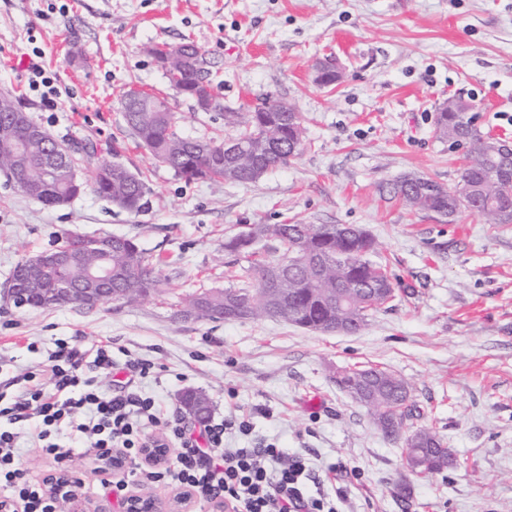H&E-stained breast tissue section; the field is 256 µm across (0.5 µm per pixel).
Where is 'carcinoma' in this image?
<instances>
[{
	"instance_id": "cac0c4a2",
	"label": "carcinoma",
	"mask_w": 512,
	"mask_h": 512,
	"mask_svg": "<svg viewBox=\"0 0 512 512\" xmlns=\"http://www.w3.org/2000/svg\"><path fill=\"white\" fill-rule=\"evenodd\" d=\"M188 46L195 54L191 67L169 74L167 79L177 93L197 103L214 91L200 47L182 42L158 46L152 53H181ZM165 107L166 100L146 95L138 109L124 113V117L153 159L187 180L252 183L267 171L287 165L301 148V140L295 135V128L301 127L300 116L278 111L276 101L268 103L266 112L224 113V123L240 127L234 137L243 153L239 158L221 153L222 141L180 136L175 131V113L163 111ZM14 109L11 100L0 96V171L6 172L21 192L26 184H43L34 199L48 207L81 194L84 184L69 180L67 171L48 177L43 169L50 150L63 154L69 167L76 165L74 153L43 128L39 136H29L27 129L35 122L28 115L15 120ZM434 130L440 139L470 140V151L460 172V181L471 189L466 208L481 215L488 224H512V157H486L483 135L462 112L437 111ZM91 190L131 213L139 212L144 205L143 179L117 172L105 159L95 166ZM381 191L412 210L447 220L456 216L452 191L431 178L408 173L381 187ZM260 238L274 241L275 250L288 257V264L274 272L270 269L272 261L256 257L253 242ZM113 240L112 257L106 260L103 237L68 231L62 237V245L69 252L70 261L59 267L18 264L14 268V286L53 288L66 280L81 287L89 271L107 261L112 264V294L117 298L131 301L159 293L157 269L161 259L146 253L132 238L119 235ZM224 250L252 258V282L227 288L222 296L201 291L188 300L182 310L184 316H190V308L198 298L210 297L212 301L200 307L194 318L236 321L238 317L227 313L213 315L211 309L235 301L254 288H263L266 296L259 300L252 319L272 317L320 332L342 321L349 323V334L356 335L368 324L366 310L389 303L380 289L395 287L386 266L372 260L377 253L375 240L368 233L358 234L343 224H253L228 238ZM336 384L349 396L365 393L368 410L382 433L420 451L409 458L412 473L426 476L456 467L454 453L434 430L410 424L416 414L414 408L408 407L412 387L406 380L383 368L359 366L341 373Z\"/></svg>"
}]
</instances>
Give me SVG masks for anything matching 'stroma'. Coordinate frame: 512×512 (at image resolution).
Masks as SVG:
<instances>
[{
	"label": "stroma",
	"instance_id": "stroma-1",
	"mask_svg": "<svg viewBox=\"0 0 512 512\" xmlns=\"http://www.w3.org/2000/svg\"><path fill=\"white\" fill-rule=\"evenodd\" d=\"M187 39L223 111L269 98L296 108L304 138L287 166L254 183L188 181L137 146L121 110L132 88L164 98L182 136L236 133L223 111L172 89L149 53ZM36 48L55 79L52 112L27 89ZM324 59L340 74L329 86L314 80ZM0 94L146 182V205L131 213L90 192L47 207L0 173V382L39 372L57 341H108L117 362L153 363L137 386L163 407L179 410L194 389L214 421L247 419L225 446L306 450L319 477L357 468L340 512H512V224L466 211L449 224L380 191L405 173L457 184L463 154L433 133L448 99L475 103L482 133L512 139V0H0ZM295 222L363 227L398 277L359 335L180 317L189 294L241 286L249 262L225 251L227 238ZM70 229L135 239L162 260L159 294L92 309L7 301L16 264ZM364 365L412 383L417 425L459 461L450 476H414L401 442L337 387L338 373Z\"/></svg>",
	"mask_w": 512,
	"mask_h": 512
}]
</instances>
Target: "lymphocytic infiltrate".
<instances>
[{"label":"lymphocytic infiltrate","instance_id":"obj_1","mask_svg":"<svg viewBox=\"0 0 512 512\" xmlns=\"http://www.w3.org/2000/svg\"><path fill=\"white\" fill-rule=\"evenodd\" d=\"M119 368L143 377L152 365L129 359L119 366L112 359L111 345L84 349L60 341L22 393L9 398L0 392V500L17 505L20 512H57V499L33 485L17 464V426L28 422L37 448L62 469L68 467L71 443L77 440L99 458L122 451L130 479L144 485L174 483L195 491L198 501L224 500L233 512H336V500L343 495V483L353 476L352 468L334 466L329 490L309 492L310 461L304 454H291L271 443L225 446V434L246 431L247 421H210L195 433L171 419L152 397L136 391H100L99 374ZM151 426L157 435L148 434ZM153 441L171 449L173 463L145 464L142 450Z\"/></svg>","mask_w":512,"mask_h":512}]
</instances>
